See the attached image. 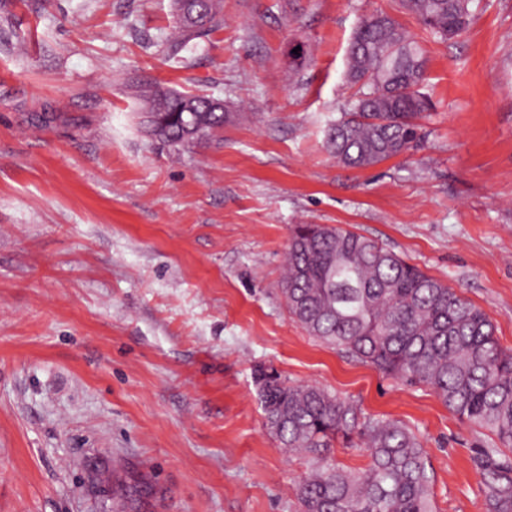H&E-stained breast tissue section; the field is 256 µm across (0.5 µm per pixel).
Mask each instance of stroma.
Segmentation results:
<instances>
[{
  "label": "stroma",
  "mask_w": 512,
  "mask_h": 512,
  "mask_svg": "<svg viewBox=\"0 0 512 512\" xmlns=\"http://www.w3.org/2000/svg\"><path fill=\"white\" fill-rule=\"evenodd\" d=\"M376 11L419 41L432 107L417 148L352 168L325 130ZM470 11L443 40L401 0H223L177 50L175 0H0V512H300L309 464L266 426L268 366L409 426L438 512H486L495 436L310 336L281 291L291 227L331 225L512 349V0ZM147 86L223 102L218 138L162 148Z\"/></svg>",
  "instance_id": "1"
}]
</instances>
